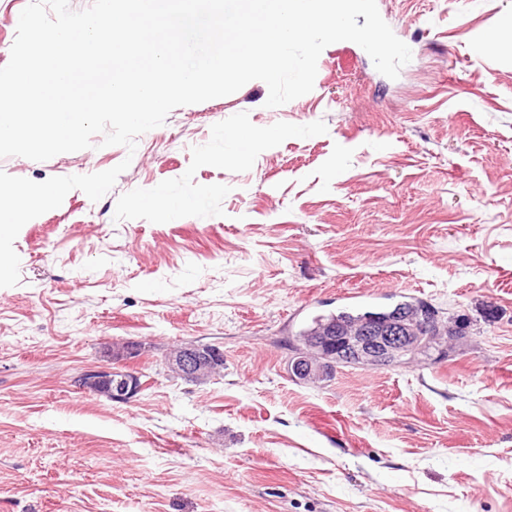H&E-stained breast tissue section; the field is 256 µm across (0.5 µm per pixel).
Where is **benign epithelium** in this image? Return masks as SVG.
<instances>
[{"label":"benign epithelium","instance_id":"benign-epithelium-1","mask_svg":"<svg viewBox=\"0 0 512 512\" xmlns=\"http://www.w3.org/2000/svg\"><path fill=\"white\" fill-rule=\"evenodd\" d=\"M332 340L336 341L337 351L354 354L365 365L378 367L385 356L396 357L414 349L420 337L411 316L399 311L379 320L377 324H365L345 336L329 332V335L315 341L308 353L297 355L289 367L310 381L322 377L319 351ZM138 355L139 347L128 343L117 351H111L107 363L85 369L76 377L75 384L84 392L128 403L141 392L142 384L134 372L122 371L113 367L112 363ZM223 364L224 353L219 347L188 342L166 358L165 369L173 377L200 380Z\"/></svg>","mask_w":512,"mask_h":512}]
</instances>
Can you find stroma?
Here are the masks:
<instances>
[{
  "label": "stroma",
  "mask_w": 512,
  "mask_h": 512,
  "mask_svg": "<svg viewBox=\"0 0 512 512\" xmlns=\"http://www.w3.org/2000/svg\"><path fill=\"white\" fill-rule=\"evenodd\" d=\"M412 51L397 79L327 46L311 92L253 80L136 140L46 161L42 182L126 163L91 201L27 222L0 288V512H512V0H377ZM249 140L232 158L231 134ZM158 188L192 205L140 201ZM464 319L451 358L296 379L311 319L400 296ZM214 344L220 376L167 375ZM134 342L141 392L75 379ZM224 366V353L218 347L195 342L185 343L165 360L167 375L200 380L219 366Z\"/></svg>",
  "instance_id": "1"
}]
</instances>
